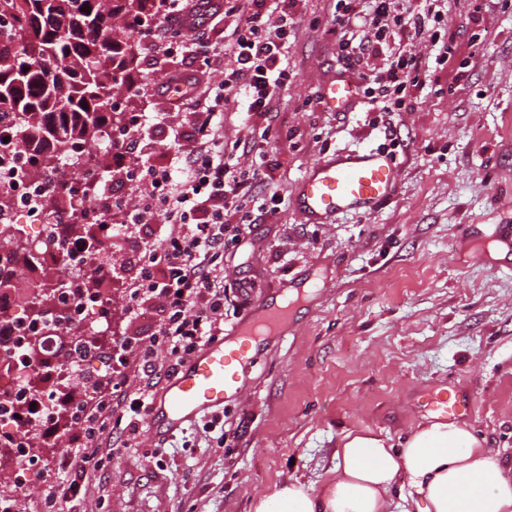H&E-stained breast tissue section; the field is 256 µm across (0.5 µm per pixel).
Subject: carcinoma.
<instances>
[{
  "label": "carcinoma",
  "mask_w": 512,
  "mask_h": 512,
  "mask_svg": "<svg viewBox=\"0 0 512 512\" xmlns=\"http://www.w3.org/2000/svg\"><path fill=\"white\" fill-rule=\"evenodd\" d=\"M68 12L82 22L70 36L59 33L51 22L56 0H0V168L16 179L40 176L47 193L34 206L54 212L67 206L71 222L66 232L81 239L87 250L89 273L81 279L67 276V263L52 271L48 283L64 285L75 292L96 289L95 273L109 258V246L94 232L103 224L92 209L100 199L101 182L109 175L103 156L112 154L107 130L124 123L126 113L106 112L104 106L115 90L133 76L138 67L135 44L113 36V21L131 13L148 18L160 8V0H66ZM9 141H3L4 137ZM34 140L46 149L17 161L15 143ZM84 170L82 184L66 182L67 171ZM56 295L51 288H35L24 300L25 316L53 315ZM106 340L80 334L73 339V352L81 358L87 349H102Z\"/></svg>",
  "instance_id": "obj_1"
}]
</instances>
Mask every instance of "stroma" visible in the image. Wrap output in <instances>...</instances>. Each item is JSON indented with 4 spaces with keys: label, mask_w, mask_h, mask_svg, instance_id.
<instances>
[{
    "label": "stroma",
    "mask_w": 512,
    "mask_h": 512,
    "mask_svg": "<svg viewBox=\"0 0 512 512\" xmlns=\"http://www.w3.org/2000/svg\"><path fill=\"white\" fill-rule=\"evenodd\" d=\"M458 52L429 71L410 112L325 108L322 86L340 75L329 32L334 0H297L288 52L291 74L263 116L232 103L224 144L265 143L269 179L252 189L245 243L224 250L229 284L254 304L270 288L317 266L319 296L290 335L253 364L237 401L225 406L224 442L210 416L165 440L142 434L91 475L88 512H252L283 481L321 487L350 432L400 444L443 388L476 393L464 421L512 459V255L497 250V225H512V0H446ZM155 112L144 132L151 163L167 162L181 122L167 96L133 99ZM383 148L398 167L394 197L374 212L332 224L306 223L293 191L316 159ZM277 200L273 217L260 208ZM129 245L112 240V337L142 335L129 321ZM60 446L37 438L26 512H40Z\"/></svg>",
    "instance_id": "stroma-1"
}]
</instances>
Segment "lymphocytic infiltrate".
I'll use <instances>...</instances> for the list:
<instances>
[{
  "mask_svg": "<svg viewBox=\"0 0 512 512\" xmlns=\"http://www.w3.org/2000/svg\"><path fill=\"white\" fill-rule=\"evenodd\" d=\"M189 0H164L161 13L146 21L131 15L123 26L149 41L154 57L193 53L221 78L207 94L205 106L187 113L186 130L176 131L177 149L170 164L146 167L145 178L131 196L111 202L104 218L123 216L128 224L161 221L160 246L144 245L129 284V319L152 317L147 337L122 341L134 349L135 388L99 376L89 396L71 399L73 429L55 461L58 480L44 483V512H86L84 481L102 469L103 444L116 426H123L124 447H139L142 423L155 393L156 370L173 375L206 343L224 334L222 258L226 245L240 243L249 224H228L229 209H241L255 183L267 175L260 164L226 151L219 131L226 103L244 102L247 111L265 113L287 86V15L271 17L265 0H245L228 46L234 56L225 66L210 51L198 21L187 18ZM370 14H360L358 0H336L337 58L357 80L358 92L387 112L411 111L413 90L422 89V54L436 65L455 58L454 39L443 38L448 22L439 0H372Z\"/></svg>",
  "mask_w": 512,
  "mask_h": 512,
  "instance_id": "obj_1",
  "label": "lymphocytic infiltrate"
}]
</instances>
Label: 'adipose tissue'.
Here are the masks:
<instances>
[{
  "mask_svg": "<svg viewBox=\"0 0 512 512\" xmlns=\"http://www.w3.org/2000/svg\"><path fill=\"white\" fill-rule=\"evenodd\" d=\"M254 512H512V462L463 422L430 417L401 446L348 433L320 489L283 481Z\"/></svg>",
  "mask_w": 512,
  "mask_h": 512,
  "instance_id": "obj_1",
  "label": "adipose tissue"
}]
</instances>
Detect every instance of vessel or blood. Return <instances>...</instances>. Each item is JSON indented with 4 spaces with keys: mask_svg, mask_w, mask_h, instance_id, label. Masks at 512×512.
I'll return each instance as SVG.
<instances>
[{
    "mask_svg": "<svg viewBox=\"0 0 512 512\" xmlns=\"http://www.w3.org/2000/svg\"><path fill=\"white\" fill-rule=\"evenodd\" d=\"M321 97L332 111L348 110L356 99L351 80H332ZM397 167L379 150L338 152L316 160L297 183L294 199L308 223L326 224L337 215L370 212L394 193ZM320 285L317 276L290 281L259 299L224 340L203 345L156 396L147 430L159 438L180 429L202 413L223 408L247 383L248 370L258 353L293 329L292 297L310 298ZM475 395L446 389L434 393L430 411L453 418L471 409Z\"/></svg>",
    "mask_w": 512,
    "mask_h": 512,
    "instance_id": "b4317fda",
    "label": "vessel or blood"
}]
</instances>
